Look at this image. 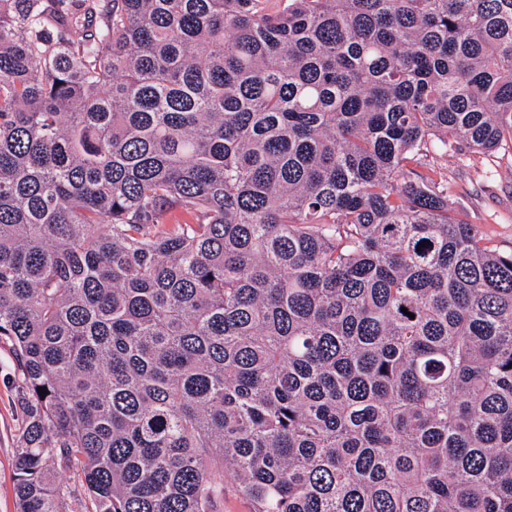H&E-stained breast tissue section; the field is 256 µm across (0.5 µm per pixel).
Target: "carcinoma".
Wrapping results in <instances>:
<instances>
[{"instance_id": "cac0c4a2", "label": "carcinoma", "mask_w": 512, "mask_h": 512, "mask_svg": "<svg viewBox=\"0 0 512 512\" xmlns=\"http://www.w3.org/2000/svg\"><path fill=\"white\" fill-rule=\"evenodd\" d=\"M280 2L0 0L18 512H512V0ZM438 166L448 173L449 199L457 216L475 224L497 250L511 251L512 151L448 149Z\"/></svg>"}]
</instances>
